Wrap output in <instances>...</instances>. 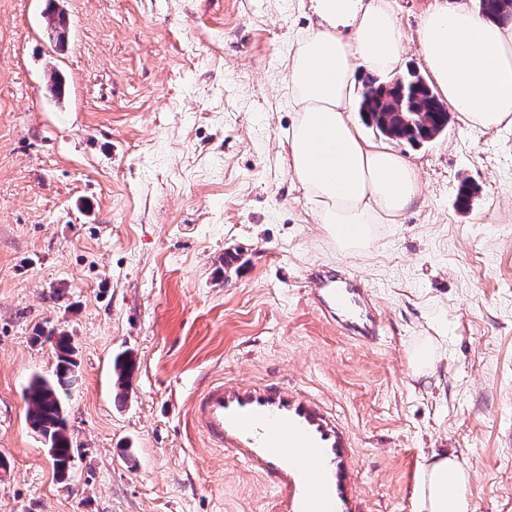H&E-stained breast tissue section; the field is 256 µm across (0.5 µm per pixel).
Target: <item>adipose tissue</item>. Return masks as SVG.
Returning a JSON list of instances; mask_svg holds the SVG:
<instances>
[{
  "instance_id": "obj_1",
  "label": "adipose tissue",
  "mask_w": 512,
  "mask_h": 512,
  "mask_svg": "<svg viewBox=\"0 0 512 512\" xmlns=\"http://www.w3.org/2000/svg\"><path fill=\"white\" fill-rule=\"evenodd\" d=\"M309 8L318 23L288 54L289 170L337 249L364 253L422 194L407 157L361 134L350 98L365 77L400 70L406 37L394 0H309ZM416 42L432 87L464 122L512 125V25L487 20L469 0H433ZM413 497L418 512H471L466 468L455 454L432 453Z\"/></svg>"
}]
</instances>
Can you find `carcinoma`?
<instances>
[{"label": "carcinoma", "instance_id": "obj_1", "mask_svg": "<svg viewBox=\"0 0 512 512\" xmlns=\"http://www.w3.org/2000/svg\"><path fill=\"white\" fill-rule=\"evenodd\" d=\"M476 7L488 19L505 24L512 20V0H476ZM405 101L425 114L423 124L409 128L399 134V139L419 144L440 134L448 125V110L442 100L421 78L409 72L403 76L400 85ZM378 89L375 83L365 85L359 109L365 123L388 136L381 113L374 110ZM48 339L54 341L56 365L52 376L35 374L25 388L27 421L31 430L40 436L52 453L54 469L66 473L72 467L75 457L73 440L67 425V418L60 394L70 385L71 374L77 367L73 360L74 348L69 334L64 330L52 331ZM114 370L120 387H125L134 370L133 362L120 354L114 358Z\"/></svg>", "mask_w": 512, "mask_h": 512}]
</instances>
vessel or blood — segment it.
I'll use <instances>...</instances> for the list:
<instances>
[{
	"mask_svg": "<svg viewBox=\"0 0 512 512\" xmlns=\"http://www.w3.org/2000/svg\"><path fill=\"white\" fill-rule=\"evenodd\" d=\"M306 288L348 335L378 340L382 313L360 277L324 271ZM192 420L268 480L278 512H357L350 433L316 399L286 384L220 378L195 399Z\"/></svg>",
	"mask_w": 512,
	"mask_h": 512,
	"instance_id": "b4317fda",
	"label": "vessel or blood"
}]
</instances>
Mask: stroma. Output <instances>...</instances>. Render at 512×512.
<instances>
[{"label": "stroma", "mask_w": 512, "mask_h": 512, "mask_svg": "<svg viewBox=\"0 0 512 512\" xmlns=\"http://www.w3.org/2000/svg\"><path fill=\"white\" fill-rule=\"evenodd\" d=\"M0 0V512H276L272 487L190 421L217 378L283 381L351 433L361 512H416L433 452L468 468L473 512H512V125L388 141L420 200L365 254L338 252L283 147L301 0ZM60 72L66 101L50 99ZM478 192L469 211L462 181ZM351 272L380 304L360 342L305 288ZM62 300H54L55 290ZM67 331L78 450L56 476L24 390ZM439 344L431 376L411 348ZM136 369L116 396L112 361Z\"/></svg>", "instance_id": "1"}]
</instances>
